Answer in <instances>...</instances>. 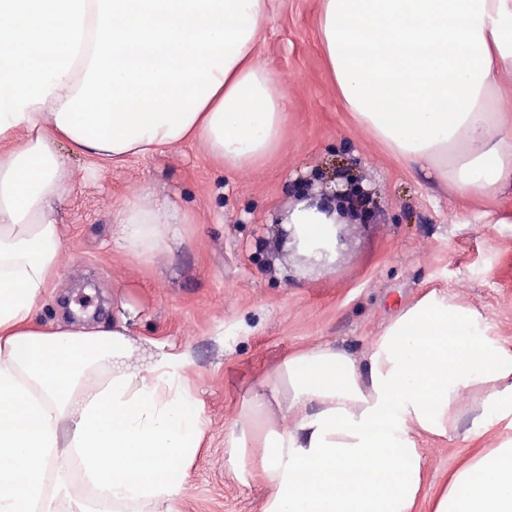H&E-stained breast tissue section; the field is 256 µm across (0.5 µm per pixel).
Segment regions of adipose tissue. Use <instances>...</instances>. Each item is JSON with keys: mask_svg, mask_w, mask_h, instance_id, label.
Here are the masks:
<instances>
[{"mask_svg": "<svg viewBox=\"0 0 512 512\" xmlns=\"http://www.w3.org/2000/svg\"><path fill=\"white\" fill-rule=\"evenodd\" d=\"M288 0H0V512H182L202 443L176 355L138 367L129 319L43 329L59 276L55 205L73 173L197 142L242 170L288 124L281 74L257 60ZM319 37L356 124L412 174L469 202L512 191V0H318ZM120 250L163 253L186 215L143 185L112 217ZM305 198L283 232L331 237ZM512 340L459 294L431 289L365 351L296 348L224 438L264 484L262 512H512ZM475 451L438 495L422 444ZM80 470L93 498L72 494Z\"/></svg>", "mask_w": 512, "mask_h": 512, "instance_id": "ef3b65f1", "label": "adipose tissue"}]
</instances>
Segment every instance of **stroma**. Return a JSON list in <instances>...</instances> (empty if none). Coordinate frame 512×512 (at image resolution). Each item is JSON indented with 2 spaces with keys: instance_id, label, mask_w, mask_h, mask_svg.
<instances>
[{
  "instance_id": "35a3bbf8",
  "label": "stroma",
  "mask_w": 512,
  "mask_h": 512,
  "mask_svg": "<svg viewBox=\"0 0 512 512\" xmlns=\"http://www.w3.org/2000/svg\"><path fill=\"white\" fill-rule=\"evenodd\" d=\"M261 63L288 86L289 120L260 167L228 171L197 143L94 171L70 144L60 151L74 180L57 205L65 243L61 274L36 307L47 329L111 321L132 304L143 354L177 355L201 402L204 440L182 491V512H261L263 486L227 462L224 436L258 381L288 352L315 341L366 348L402 307L450 289L512 339V196L461 203L447 184L412 176L347 112L317 29V0H288L260 47ZM358 169L380 208L349 237L328 272H308L276 244L302 177ZM149 184L187 212L166 254L133 259L115 243L112 216ZM455 441L424 448L438 487L467 455Z\"/></svg>"
}]
</instances>
